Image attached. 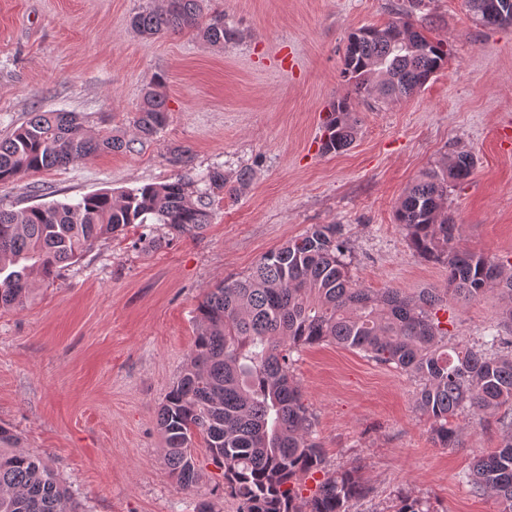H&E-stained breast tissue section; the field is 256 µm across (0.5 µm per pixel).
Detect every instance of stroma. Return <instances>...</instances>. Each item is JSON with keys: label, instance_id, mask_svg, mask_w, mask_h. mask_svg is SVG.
<instances>
[{"label": "stroma", "instance_id": "35a3bbf8", "mask_svg": "<svg viewBox=\"0 0 512 512\" xmlns=\"http://www.w3.org/2000/svg\"><path fill=\"white\" fill-rule=\"evenodd\" d=\"M158 2L0 0V137L39 108L79 113L92 134L132 137L142 95L160 77L168 108L153 140L19 176L0 185V208L172 180L180 169L169 150L178 146L194 172L232 179L246 170L250 183L237 199H215L202 235L154 249V225L133 224L54 283L33 279L23 308L0 311V424L86 512H194L203 497L215 512H239L205 450L190 493L164 462L157 411L190 360L198 303L314 224L341 225L361 287H447V266L411 248L395 211L422 172L460 151L477 164L449 195L456 245L512 258V25H479L464 0H219L245 37L218 48L188 33L136 35L131 16ZM402 11L446 43L447 63L411 98H355V143L322 152L321 120L350 92L340 77L349 33ZM496 312L490 298L454 308L451 338L478 343ZM291 359L327 470L358 467L372 489L351 512H395L406 495L431 512H498L465 480L502 441L495 417L459 415L462 445L444 448L415 407L417 382L395 366L329 343Z\"/></svg>", "mask_w": 512, "mask_h": 512}]
</instances>
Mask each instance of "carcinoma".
I'll return each instance as SVG.
<instances>
[{
	"label": "carcinoma",
	"mask_w": 512,
	"mask_h": 512,
	"mask_svg": "<svg viewBox=\"0 0 512 512\" xmlns=\"http://www.w3.org/2000/svg\"><path fill=\"white\" fill-rule=\"evenodd\" d=\"M512 8V0H466L475 21L488 4ZM143 38L188 32L213 46L242 41L243 32L204 0H163L130 19ZM448 60V49L402 19L361 27L349 34L341 71L355 93L384 100L409 98ZM158 83L145 92L133 119V138L110 131L87 133L78 113L34 112L0 139V183L21 173L65 166L99 152L131 149L149 140L167 120ZM321 148L348 149L358 120L351 99L332 104L321 124ZM474 157L460 151L424 174L396 209L411 247L448 266V287L407 293L361 288L348 273L347 242L339 224H313L267 252L251 272L224 279L196 308L199 332L190 362L166 395L157 423L166 446L169 475L182 490L196 488L201 473L194 454L202 439L209 459L224 471V491L240 512H351L371 488L354 469L325 470L323 449L313 436L312 414L290 375L291 352L322 342L359 350L381 364H394L419 382L416 407L434 421L433 439L445 448L459 443L453 420L462 413L483 419L512 405V261L460 250V225L448 214V190L473 174ZM237 185L210 170L198 180L177 176L114 195L84 196L75 204L52 203L22 210L0 208V310L23 305L31 277H57L96 242L130 224H157L165 235H198L209 224L212 197H236ZM492 296L499 318L478 345L449 343L438 313ZM502 444L478 457L468 474L477 494H489L499 512H512V415L497 418ZM324 473L312 495L301 481ZM0 512H84L69 487L43 459L20 445L0 424ZM395 512H430L425 502L400 497Z\"/></svg>",
	"instance_id": "1"
}]
</instances>
